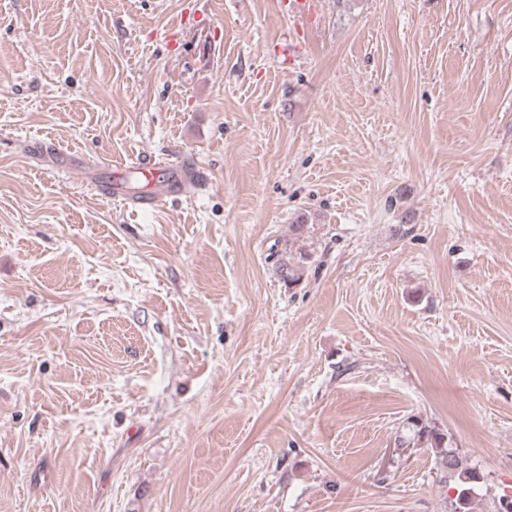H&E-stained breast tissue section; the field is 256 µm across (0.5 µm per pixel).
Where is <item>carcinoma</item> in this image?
<instances>
[{
	"label": "carcinoma",
	"mask_w": 512,
	"mask_h": 512,
	"mask_svg": "<svg viewBox=\"0 0 512 512\" xmlns=\"http://www.w3.org/2000/svg\"><path fill=\"white\" fill-rule=\"evenodd\" d=\"M308 262L309 256L303 253L299 259L293 262L281 261L277 271L284 282L297 284L301 281ZM412 432V441L415 444L437 450L439 463L447 475L448 483L456 492L453 512H472L474 494L483 483V475L477 469L464 463L456 449L448 446L446 434L420 421L413 422Z\"/></svg>",
	"instance_id": "obj_1"
}]
</instances>
